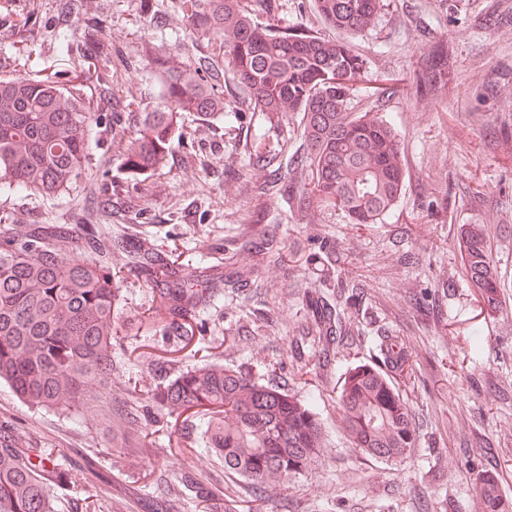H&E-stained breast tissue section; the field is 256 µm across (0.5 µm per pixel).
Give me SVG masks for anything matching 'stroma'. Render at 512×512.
<instances>
[{
  "label": "stroma",
  "mask_w": 512,
  "mask_h": 512,
  "mask_svg": "<svg viewBox=\"0 0 512 512\" xmlns=\"http://www.w3.org/2000/svg\"><path fill=\"white\" fill-rule=\"evenodd\" d=\"M180 3L158 0L157 12L145 14L140 0H112L101 37L132 67L118 85L123 122L94 149L90 168L110 169L115 182L129 175L125 151L140 113L162 94L144 48L184 68L206 51V37L191 31ZM282 3L269 19L273 27L323 31L313 0ZM439 42L452 63L447 86L371 96L377 79L424 69ZM353 43L368 58L355 101L392 120L400 139L405 191L386 223L355 224L339 210L253 199L251 183L262 172L250 166L245 141L262 120L250 112L220 136L214 130L223 117L183 113L193 139H172L158 167L134 176L130 206L102 207L101 197L83 190L7 201L21 218L45 224L78 205L97 209L113 236L139 231L187 247L207 256L215 274L232 246L253 237L275 236L284 257L248 272L252 287L225 292L200 311L203 355L153 322L152 289L127 274L113 329L111 391L97 408L34 409L0 385V423L13 429L18 447L48 449L70 473L52 488L58 512H111L117 501L123 512H156L164 497L172 500L169 512H224L228 496L242 512H482L471 492L480 474L512 505V288L488 312L466 280L455 237L457 225H490L493 258L512 279V133L500 129L512 118V0H383L375 26ZM201 155L208 159L203 171L190 164ZM141 207L143 225L135 219ZM340 267L363 276L359 333L326 365L307 301L319 293L335 298ZM384 336L415 357L412 372L396 379L418 429L415 448L400 462L353 448L341 424V375L376 365L375 343ZM207 362L314 396L325 435L320 458L301 475L258 490L228 477L223 460L190 443L152 402L156 386Z\"/></svg>",
  "instance_id": "obj_1"
}]
</instances>
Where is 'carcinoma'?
<instances>
[{
  "label": "carcinoma",
  "mask_w": 512,
  "mask_h": 512,
  "mask_svg": "<svg viewBox=\"0 0 512 512\" xmlns=\"http://www.w3.org/2000/svg\"><path fill=\"white\" fill-rule=\"evenodd\" d=\"M314 2L324 25L345 38L299 27L277 31L260 22L244 0H185L189 25L209 36L211 51L192 68L155 58L162 96L143 115L127 169L136 173L160 164L181 112H222L226 124L240 119V112L224 111V90L216 84L224 61L247 111L276 125L299 118V147L253 182L254 197L312 199L341 210L355 224L384 223L404 189L401 149L389 121L353 103V87L368 60L349 41L374 24L382 0ZM62 4L81 22L75 38L52 22ZM103 9L104 0H18L0 18V40L21 29L35 31L39 42L26 53L41 54L50 46L58 61L25 75L0 74V197L47 199L72 192L89 169L92 135H103L110 121L120 122L102 90L118 81L129 62L99 38ZM429 60L426 69L392 78L374 94L448 85L447 45H434ZM99 192L110 202L114 194L134 196L137 187L116 185L104 172ZM457 239L470 286L496 309L508 282L494 263L488 227L462 224ZM118 250L125 252V266L160 297L158 315L187 342L198 310L218 297L221 286L242 287L241 274L255 259H282L274 237L251 240L229 257L236 271L220 280L198 273L176 246L166 250L139 235L112 238L85 207L52 224H23L15 212L0 209V384L30 407L66 412L102 402L112 378V320L120 299L112 257ZM309 309L319 335L330 344L340 342V313L321 298L311 299ZM378 351L380 367L359 365L342 379L343 428L362 452L403 460L416 447L417 431L393 374L411 367L410 354L389 342L378 344ZM154 400L169 416L203 411L204 446L224 459V470L253 485L301 473L324 448L313 397L287 394L240 368L201 365L157 390ZM63 478L45 449L19 450L11 434L0 441V512H56L50 485ZM473 491L484 512H499L494 482L481 475Z\"/></svg>",
  "instance_id": "carcinoma-1"
}]
</instances>
